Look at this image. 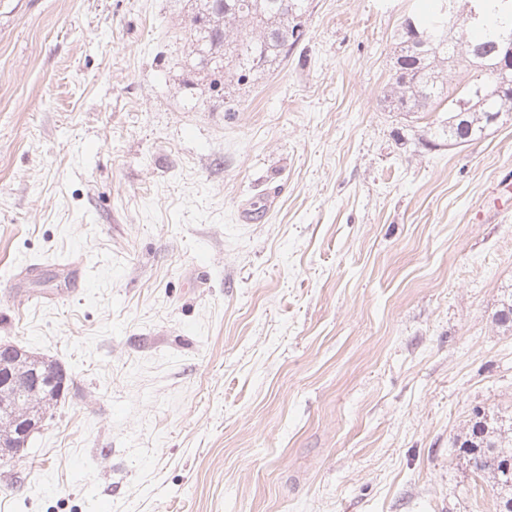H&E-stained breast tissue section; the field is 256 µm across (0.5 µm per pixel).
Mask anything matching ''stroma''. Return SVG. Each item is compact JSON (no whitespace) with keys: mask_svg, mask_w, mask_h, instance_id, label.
Wrapping results in <instances>:
<instances>
[{"mask_svg":"<svg viewBox=\"0 0 512 512\" xmlns=\"http://www.w3.org/2000/svg\"><path fill=\"white\" fill-rule=\"evenodd\" d=\"M431 2L312 0L219 90L190 0H0V344L73 379L0 512H496L455 443L512 413V121L386 110Z\"/></svg>","mask_w":512,"mask_h":512,"instance_id":"35a3bbf8","label":"stroma"}]
</instances>
